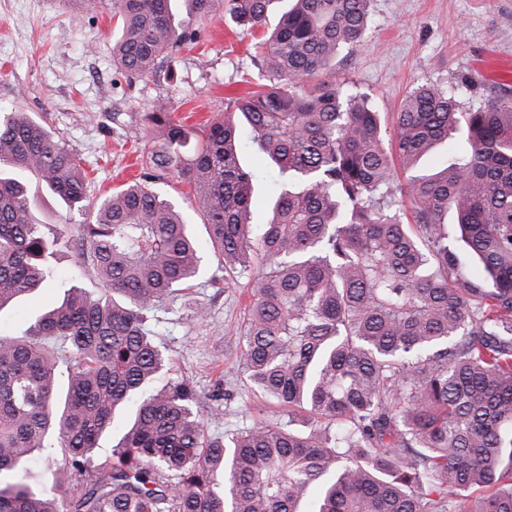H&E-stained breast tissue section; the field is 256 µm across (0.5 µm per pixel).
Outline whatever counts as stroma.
Listing matches in <instances>:
<instances>
[{
    "label": "stroma",
    "mask_w": 512,
    "mask_h": 512,
    "mask_svg": "<svg viewBox=\"0 0 512 512\" xmlns=\"http://www.w3.org/2000/svg\"><path fill=\"white\" fill-rule=\"evenodd\" d=\"M369 12L361 41L342 49L324 78L344 92L365 95L384 130H391L409 92L422 85L467 84L461 98L467 108L512 99V73L479 72L488 56L512 59V0H370ZM116 34L106 5L87 9L63 0H0V113L25 112L47 123L80 155L94 201L139 173L151 147L144 115L154 104L167 102L173 119L198 125L259 78L254 61L259 36L226 12L214 17L200 45L182 49L169 68L144 80H129L116 69ZM244 161L260 179L254 212L262 224L270 216L266 190L281 177L254 144L246 145ZM58 266L61 279L1 313V326L21 328L69 287L98 293L99 283L82 275L69 256ZM197 300L208 307L202 322L191 316ZM248 302L239 284L202 287L174 302L152 326L155 343L170 360L169 377H187L205 392L198 405L203 415L222 410L221 424L209 429L213 436L279 416L274 402L249 389L239 365L242 345L229 335Z\"/></svg>",
    "instance_id": "obj_1"
}]
</instances>
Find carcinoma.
Returning <instances> with one entry per match:
<instances>
[{
  "instance_id": "1",
  "label": "carcinoma",
  "mask_w": 512,
  "mask_h": 512,
  "mask_svg": "<svg viewBox=\"0 0 512 512\" xmlns=\"http://www.w3.org/2000/svg\"><path fill=\"white\" fill-rule=\"evenodd\" d=\"M112 0L113 61L153 76L227 10L250 30L272 0ZM369 0H295L258 43L266 83L199 128L165 103L144 119L141 180L98 203L78 263L100 295L67 289L20 335L0 329V512H512V99L465 110L426 85L394 119L387 150L362 94L309 83L369 23ZM288 184L251 221L258 180L239 133ZM457 133L431 176L412 170ZM178 175L200 241L154 190ZM26 175L70 213L89 209L81 159L20 112L0 117V312L59 277L65 224L37 222ZM387 199L383 207L380 200ZM408 201L413 223L392 206ZM460 236H448V212ZM244 277L251 300L232 335L251 388L283 408L231 438L208 434L192 382L151 389L166 358L150 322L196 287ZM137 400L112 461L94 466L116 410ZM36 451L52 478L29 482Z\"/></svg>"
}]
</instances>
